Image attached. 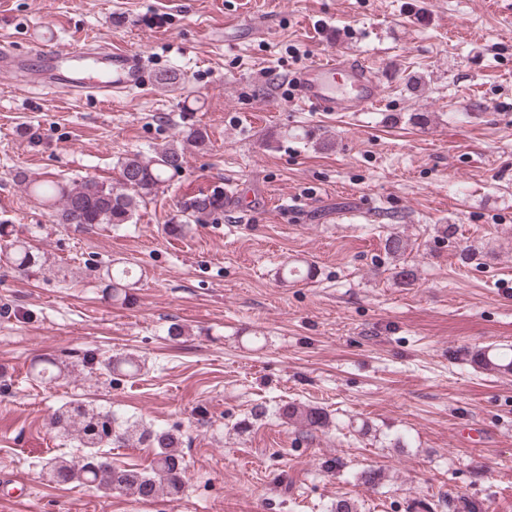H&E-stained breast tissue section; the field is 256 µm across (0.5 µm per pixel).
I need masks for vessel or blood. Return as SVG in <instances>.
<instances>
[{"label":"vessel or blood","mask_w":512,"mask_h":512,"mask_svg":"<svg viewBox=\"0 0 512 512\" xmlns=\"http://www.w3.org/2000/svg\"><path fill=\"white\" fill-rule=\"evenodd\" d=\"M0 68L17 71L24 87L56 96L84 95L104 101L142 89L148 78L144 58L112 47L45 46L16 59L0 44ZM296 98L315 112H360L380 99V82L360 59L336 56L301 67L293 77Z\"/></svg>","instance_id":"1"}]
</instances>
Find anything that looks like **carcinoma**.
<instances>
[{
    "mask_svg": "<svg viewBox=\"0 0 512 512\" xmlns=\"http://www.w3.org/2000/svg\"><path fill=\"white\" fill-rule=\"evenodd\" d=\"M180 137L181 143L168 145L152 155L135 153L122 159L118 165V178L109 185L93 179L72 184L42 181L29 184V192L55 208L60 224L78 228L131 224L140 205L183 170L184 145L203 148L207 143V134L199 128L185 129L180 132ZM177 209L178 221L166 225V232L173 237L184 235L190 222L197 223L203 216L224 211V191L207 189L186 195L178 202ZM3 265L23 272L40 266V257L33 253L26 241L13 236L7 224H0V267ZM135 277L136 269L132 266L108 270L103 278L102 293L121 305L132 306L136 303L131 287ZM475 358L487 371L512 372V359L507 361L484 350L477 351ZM82 365L88 375L97 377L134 378L141 371L140 364L131 357L115 355L101 360L92 351L83 356ZM66 368V363L52 356H40L32 365L34 377L45 382L60 379ZM277 413L309 430H317L327 421L322 409L295 403L280 405ZM49 424L55 432L76 439L79 447L84 449L80 463L63 456L46 459L42 471L52 484L79 482L106 493L129 492L145 501L177 497L182 493L186 464L177 450L179 438L173 430L146 428L137 421H121L112 409L92 407L79 400L62 403L52 413ZM112 445L155 448L154 464L148 472L104 464L101 457L107 455L105 448Z\"/></svg>",
    "mask_w": 512,
    "mask_h": 512,
    "instance_id": "obj_1",
    "label": "carcinoma"
}]
</instances>
